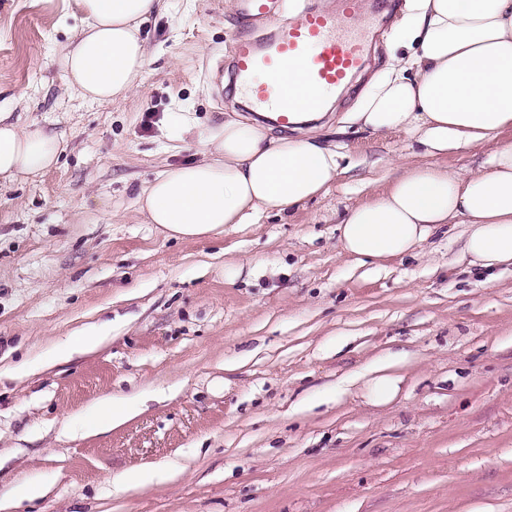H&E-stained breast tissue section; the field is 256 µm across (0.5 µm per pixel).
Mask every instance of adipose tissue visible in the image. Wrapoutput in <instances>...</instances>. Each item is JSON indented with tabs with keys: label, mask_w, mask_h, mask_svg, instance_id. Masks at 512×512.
Returning a JSON list of instances; mask_svg holds the SVG:
<instances>
[{
	"label": "adipose tissue",
	"mask_w": 512,
	"mask_h": 512,
	"mask_svg": "<svg viewBox=\"0 0 512 512\" xmlns=\"http://www.w3.org/2000/svg\"><path fill=\"white\" fill-rule=\"evenodd\" d=\"M82 24L62 53L67 86L112 103L139 86L149 49L141 23L163 0H77ZM391 39L407 47L362 97L349 121L376 137L405 134L427 161L396 157L388 186L346 209L342 251L357 261L416 253L449 224H465L471 267H512V0H406ZM313 113L289 118L281 135L240 116L205 133L199 159L168 167L138 195L146 223L177 240L205 239L327 193L341 154L308 131ZM486 146L480 166L451 170L444 158ZM63 146L0 114V180L49 170Z\"/></svg>",
	"instance_id": "ef3b65f1"
}]
</instances>
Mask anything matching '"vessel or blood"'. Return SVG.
Masks as SVG:
<instances>
[{
	"label": "vessel or blood",
	"instance_id": "b4317fda",
	"mask_svg": "<svg viewBox=\"0 0 512 512\" xmlns=\"http://www.w3.org/2000/svg\"><path fill=\"white\" fill-rule=\"evenodd\" d=\"M248 16L267 20L264 36L238 42L232 72L257 106L271 107L279 123L289 115L315 111L325 90L340 89L362 64L366 42L353 26H340L337 16L315 11L289 23L270 16L269 0H240ZM304 61L306 69L295 86L282 73L288 63Z\"/></svg>",
	"mask_w": 512,
	"mask_h": 512
}]
</instances>
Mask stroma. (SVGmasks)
Returning a JSON list of instances; mask_svg holds the SVG:
<instances>
[{"label":"stroma","instance_id":"stroma-1","mask_svg":"<svg viewBox=\"0 0 512 512\" xmlns=\"http://www.w3.org/2000/svg\"><path fill=\"white\" fill-rule=\"evenodd\" d=\"M403 5L351 6L371 51L326 116L345 155L328 192L176 241L139 219L138 195L197 159L225 113L250 115L230 61L262 22L240 0H166L141 27V84L102 105L67 90L59 63L74 0H0V113L64 141L55 167L0 187L8 512H512V271L469 270L462 224L414 257L361 263L338 241L394 155L426 161L404 135L340 123L406 55L387 41ZM175 112L198 134L177 138ZM86 332L96 347L57 358ZM107 396L135 415L85 433ZM153 466L171 479L126 482ZM25 480L45 496L13 499Z\"/></svg>","mask_w":512,"mask_h":512}]
</instances>
